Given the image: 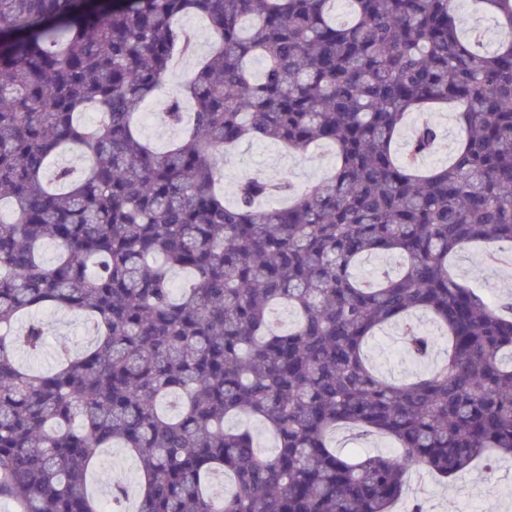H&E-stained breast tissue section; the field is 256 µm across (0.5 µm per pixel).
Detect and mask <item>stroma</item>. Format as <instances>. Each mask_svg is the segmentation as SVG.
<instances>
[{
	"mask_svg": "<svg viewBox=\"0 0 512 512\" xmlns=\"http://www.w3.org/2000/svg\"><path fill=\"white\" fill-rule=\"evenodd\" d=\"M179 27L195 36L193 56L184 58L168 71L156 96L148 107L155 115L154 125L140 124L142 137L158 151H165L178 139L180 132L166 125L164 107L170 96L193 74L199 59L211 48L212 36L207 22L196 15L179 17ZM434 122L442 136L437 149L423 158L422 168L442 166L451 159L462 137L460 124L453 119L452 108L443 106L427 114L411 113L396 136L395 148L404 151L414 126L421 120ZM336 163L333 150L327 146H313L304 152H290L281 145L262 140L242 143L223 164L224 197L233 200L237 183L245 177H261L271 181L288 179L293 186L308 189L317 185ZM456 272L483 288L492 298L512 294V265L494 261L479 245L460 250L453 258ZM46 324L47 343L43 353L35 358L22 356V363L37 369L53 368L61 348L81 349L88 342L78 329L79 320L58 310L41 312ZM370 361L385 377L395 381L406 380L427 373L429 364L416 363L403 351L400 327L389 325L380 330L367 350ZM406 493L393 507V512H410L415 499H422L427 512H512V460L500 461L493 471H486L477 463L448 480H440L428 469L413 466L407 475ZM136 461L121 448L102 450L89 473L88 487L95 495H102L114 483H138Z\"/></svg>",
	"mask_w": 512,
	"mask_h": 512,
	"instance_id": "1",
	"label": "stroma"
}]
</instances>
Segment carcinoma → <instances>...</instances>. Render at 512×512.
I'll use <instances>...</instances> for the list:
<instances>
[{
  "label": "carcinoma",
  "instance_id": "cac0c4a2",
  "mask_svg": "<svg viewBox=\"0 0 512 512\" xmlns=\"http://www.w3.org/2000/svg\"><path fill=\"white\" fill-rule=\"evenodd\" d=\"M336 2L0 0V501L16 512H104L87 483L104 448L140 462L137 512H213L217 475L234 483L222 512H391L412 465L448 478L512 458V296L489 300L452 265L469 244L512 247V0H472L503 33L491 49L460 31L455 0H346L345 21ZM189 13L212 48L158 152L136 116L192 50L174 25ZM435 104L462 109L464 136L424 170L436 125L393 145ZM89 108L101 120L85 126ZM254 139L329 144L336 166L303 192L245 177L229 204L224 149ZM65 146L90 163L53 189L45 165ZM277 195L288 205H259ZM378 255L397 273L358 279ZM48 308L94 340L35 371L16 354L40 353L44 329L17 322ZM416 312L448 347L429 373L384 379L365 354L383 326L415 360L433 350ZM230 417L261 421L275 452ZM342 426L398 452L343 454Z\"/></svg>",
  "mask_w": 512,
  "mask_h": 512
}]
</instances>
